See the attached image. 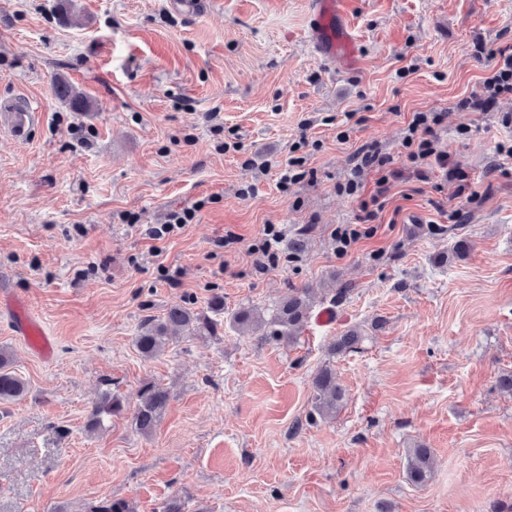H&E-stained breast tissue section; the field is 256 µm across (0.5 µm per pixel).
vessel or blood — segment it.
<instances>
[{"mask_svg": "<svg viewBox=\"0 0 512 512\" xmlns=\"http://www.w3.org/2000/svg\"><path fill=\"white\" fill-rule=\"evenodd\" d=\"M349 0H314L309 18L312 47L323 62L343 68L359 66V44L348 23ZM38 110L32 104L4 97L0 99V128L17 140L27 139L34 131ZM0 304L9 314L15 336L30 342L34 351L48 357L54 342L42 329L26 303L13 291L0 289Z\"/></svg>", "mask_w": 512, "mask_h": 512, "instance_id": "obj_1", "label": "vessel or blood"}]
</instances>
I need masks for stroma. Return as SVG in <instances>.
Returning a JSON list of instances; mask_svg holds the SVG:
<instances>
[{"mask_svg":"<svg viewBox=\"0 0 512 512\" xmlns=\"http://www.w3.org/2000/svg\"><path fill=\"white\" fill-rule=\"evenodd\" d=\"M208 2L185 16L169 0H0V96L41 113L27 141L0 130V277L55 339L43 359L0 318L27 383L0 404V512L102 499L161 512L173 496L184 512H512V393L498 384L512 371V159L489 170L512 147V95L455 107L479 91L485 52L512 43V0H351L355 70L314 53L312 0ZM60 81L90 111H71ZM415 112L444 113L438 148L475 199L437 172L396 183L374 235L338 254L333 233L359 212L339 190L353 153L401 156ZM293 151L314 178L285 194ZM185 208L196 217L179 235L145 238L142 225ZM270 224L307 249L258 275ZM229 232L233 247L217 248ZM303 287L337 319L307 320L296 342L227 323L150 360L135 347L144 316L218 293L225 315L268 319ZM352 328L359 350L329 353ZM324 365L345 397L314 420ZM146 380L171 391L151 434L128 411L86 431L103 387L132 403ZM418 444L434 457L421 485L407 478Z\"/></svg>","mask_w":512,"mask_h":512,"instance_id":"35a3bbf8","label":"stroma"}]
</instances>
